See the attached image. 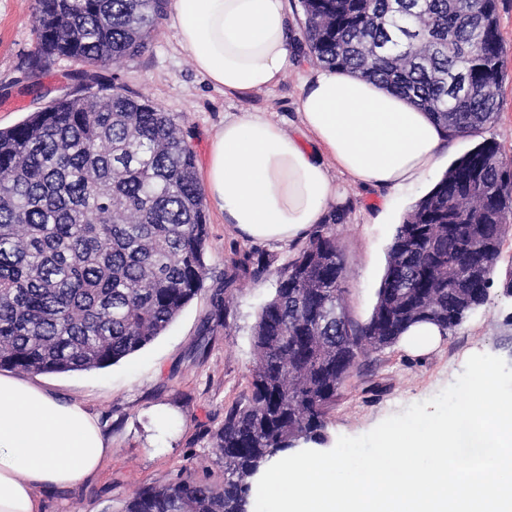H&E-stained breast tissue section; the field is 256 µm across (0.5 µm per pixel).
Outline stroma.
Instances as JSON below:
<instances>
[{"mask_svg":"<svg viewBox=\"0 0 512 512\" xmlns=\"http://www.w3.org/2000/svg\"><path fill=\"white\" fill-rule=\"evenodd\" d=\"M35 10L36 0H0L2 129L75 87L71 75L78 72V64L60 59L41 77L40 92L31 91L27 62L35 49ZM497 13L503 49L499 114L479 135L453 140L441 168L484 140L496 142L504 157L512 158V0H497ZM316 65L314 57L301 53L276 88L227 93L197 73L179 45L176 27L166 18L144 52L117 67L92 69L90 80L145 95L178 116L201 167L213 133L225 119L240 113H273L287 133L296 134L300 78ZM333 178L344 193L334 204L344 213L334 227L346 270L344 304L351 319L363 322L376 303L396 229L425 190L414 187L391 194L351 185L338 172ZM206 216L209 276L203 291L161 336L105 370L29 375V382L80 404L98 420L112 445V454L97 475L45 494L44 512H120L144 486L166 484L179 474L195 479L221 475L209 432L223 421L225 410L250 392L253 326L261 306L273 296L279 274L302 244L253 243L225 224L214 208H207ZM247 252L266 262L264 277L237 270V261ZM510 268L512 232L503 242L488 303L454 333L443 336L435 349L420 352L399 344L367 349L328 415V446H335L342 436L365 434L409 405L434 397L463 373L471 355H494L512 368V297L502 291ZM231 273L236 276L232 298L222 312H215L211 294ZM209 317L214 323L205 335L201 326Z\"/></svg>","mask_w":512,"mask_h":512,"instance_id":"35a3bbf8","label":"stroma"}]
</instances>
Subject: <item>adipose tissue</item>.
Segmentation results:
<instances>
[{
  "label": "adipose tissue",
  "mask_w": 512,
  "mask_h": 512,
  "mask_svg": "<svg viewBox=\"0 0 512 512\" xmlns=\"http://www.w3.org/2000/svg\"><path fill=\"white\" fill-rule=\"evenodd\" d=\"M180 46L199 74L236 94L269 90L296 55L287 0H170ZM300 136L267 112L225 120L210 141L202 187L239 235L291 243L324 223L332 170L356 185L398 191L435 171L449 138L427 112L365 77L308 71L297 102ZM75 403L0 374V512H42V495L95 474L111 455Z\"/></svg>",
  "instance_id": "1"
}]
</instances>
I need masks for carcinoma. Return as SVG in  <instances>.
Listing matches in <instances>:
<instances>
[{"label":"carcinoma","mask_w":512,"mask_h":512,"mask_svg":"<svg viewBox=\"0 0 512 512\" xmlns=\"http://www.w3.org/2000/svg\"><path fill=\"white\" fill-rule=\"evenodd\" d=\"M301 50L371 78L430 113L448 137L478 135L499 110L496 0H298ZM169 0H36L28 68L98 67L148 45ZM381 49L368 61L366 45ZM80 83L0 129V369L67 374L109 368L161 336L208 276L204 193L174 115L149 98ZM315 231L280 274L253 327L250 395L211 432L219 480L147 485L123 512H249L252 480L301 442L322 443L340 388L368 348L414 325L453 332L489 299L512 230V170L483 141L403 218L369 319L343 301L345 264ZM254 277L267 266L249 253ZM234 278L212 293L215 314Z\"/></svg>","instance_id":"obj_1"}]
</instances>
